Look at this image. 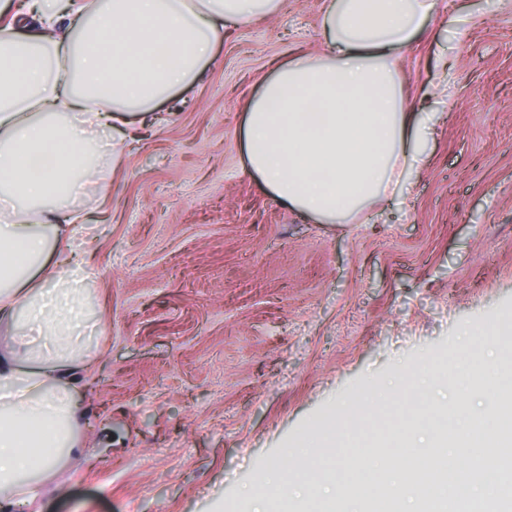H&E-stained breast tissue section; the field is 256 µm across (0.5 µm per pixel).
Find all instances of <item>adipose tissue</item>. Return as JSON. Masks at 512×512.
Here are the masks:
<instances>
[{"mask_svg":"<svg viewBox=\"0 0 512 512\" xmlns=\"http://www.w3.org/2000/svg\"><path fill=\"white\" fill-rule=\"evenodd\" d=\"M441 0H322L323 48L279 66L245 108L243 150L263 186L320 224H350L427 160L431 119L405 101L399 60ZM282 0H26L0 25V512H38L77 452L93 365L89 289L66 267L148 116L193 85L227 28ZM448 412L480 378L455 364ZM476 479L426 486L401 512H486L512 499L486 442Z\"/></svg>","mask_w":512,"mask_h":512,"instance_id":"1","label":"adipose tissue"}]
</instances>
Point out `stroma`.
Masks as SVG:
<instances>
[{
  "label": "stroma",
  "instance_id": "stroma-1",
  "mask_svg": "<svg viewBox=\"0 0 512 512\" xmlns=\"http://www.w3.org/2000/svg\"><path fill=\"white\" fill-rule=\"evenodd\" d=\"M322 0L229 30L198 83L159 105L103 195L82 199L100 331L81 453L40 512H316V483L271 491L270 467L335 428L396 374L455 362L512 384L463 331L512 321V0H444L399 64L437 125L408 190L352 224L284 206L244 167V103L274 67L321 51ZM466 19L460 42L448 15ZM347 459L431 458L435 396Z\"/></svg>",
  "mask_w": 512,
  "mask_h": 512
}]
</instances>
